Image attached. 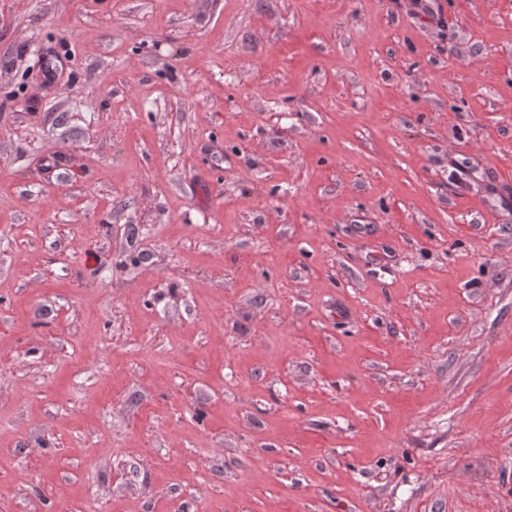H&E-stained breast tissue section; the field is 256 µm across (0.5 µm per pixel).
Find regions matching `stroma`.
Returning <instances> with one entry per match:
<instances>
[{
	"label": "stroma",
	"instance_id": "1",
	"mask_svg": "<svg viewBox=\"0 0 512 512\" xmlns=\"http://www.w3.org/2000/svg\"><path fill=\"white\" fill-rule=\"evenodd\" d=\"M0 0V512H512V0Z\"/></svg>",
	"mask_w": 512,
	"mask_h": 512
}]
</instances>
